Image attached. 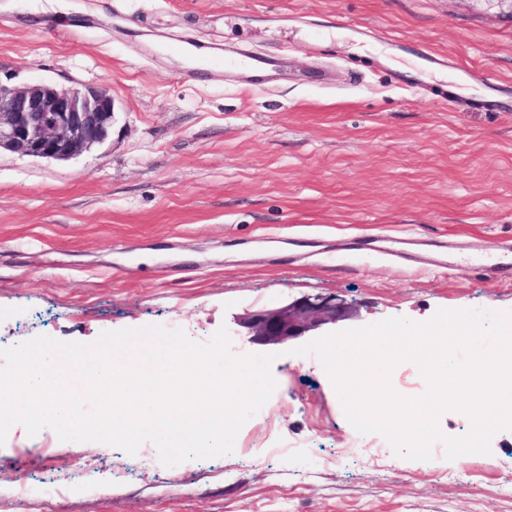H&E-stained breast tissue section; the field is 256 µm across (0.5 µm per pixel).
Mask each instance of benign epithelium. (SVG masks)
Segmentation results:
<instances>
[{
	"label": "benign epithelium",
	"mask_w": 512,
	"mask_h": 512,
	"mask_svg": "<svg viewBox=\"0 0 512 512\" xmlns=\"http://www.w3.org/2000/svg\"><path fill=\"white\" fill-rule=\"evenodd\" d=\"M115 101L104 87L61 88L43 80L23 87L0 84V149L65 161L106 140ZM348 306L316 296L253 314L250 341L286 344L319 326L344 319Z\"/></svg>",
	"instance_id": "obj_1"
}]
</instances>
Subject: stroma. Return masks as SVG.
<instances>
[{
  "instance_id": "obj_1",
  "label": "stroma",
  "mask_w": 512,
  "mask_h": 512,
  "mask_svg": "<svg viewBox=\"0 0 512 512\" xmlns=\"http://www.w3.org/2000/svg\"><path fill=\"white\" fill-rule=\"evenodd\" d=\"M183 40L270 66L197 81ZM37 79L106 87L115 118L65 162L0 151V349L224 327L234 355H273L274 424L175 475L150 441L102 454L17 424L0 512H512V429L488 455L397 457L293 353L387 318L512 312V278L482 276L471 249L512 240V0H0V83ZM386 237L425 247L397 264L365 250ZM314 296L347 319L250 343V313ZM280 438L295 453H270ZM355 440L364 453L340 458ZM69 475L64 493L16 491Z\"/></svg>"
}]
</instances>
